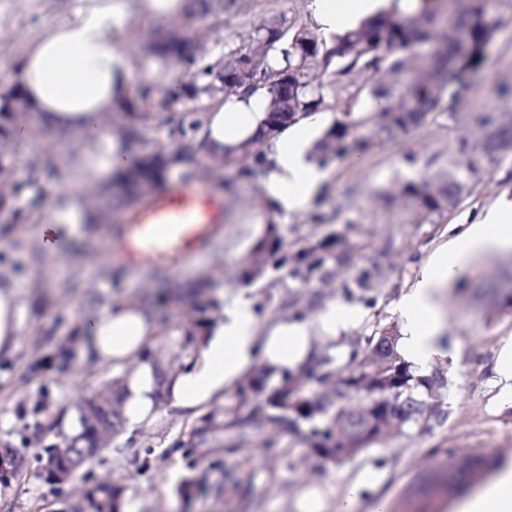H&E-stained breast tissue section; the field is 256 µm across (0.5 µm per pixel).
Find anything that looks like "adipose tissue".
Here are the masks:
<instances>
[{
  "mask_svg": "<svg viewBox=\"0 0 512 512\" xmlns=\"http://www.w3.org/2000/svg\"><path fill=\"white\" fill-rule=\"evenodd\" d=\"M384 0H311L315 24L326 33L356 27L360 19L383 8ZM129 0H77L71 14L32 38L17 61L19 96L55 131L77 133L83 145L81 162L90 180L120 172L130 155L108 142L102 124L105 112L123 98L131 73L129 57L117 36L123 33ZM266 94L256 90L212 102L196 139L218 156L235 153L256 136L265 118ZM321 116L287 127L273 140V167L261 187L282 218L306 212L327 178L311 156ZM512 248V212L489 210L483 219L465 225L442 244L422 268L419 280L398 301L404 322L402 355L426 368L441 352L443 321L439 291L478 253ZM354 312L326 305L315 322L283 320L259 329L245 303L224 310L186 360L182 371L159 377L144 350L156 331L154 314L131 299L84 318L79 355L112 364L120 372L123 416L128 431L152 424L155 393L164 388L168 401L183 415L198 417L224 386L259 360L278 368H293L315 351L314 336L335 335L354 324ZM19 296L11 279L0 280V355L13 353L22 331ZM465 512H512V471L466 501Z\"/></svg>",
  "mask_w": 512,
  "mask_h": 512,
  "instance_id": "1",
  "label": "adipose tissue"
}]
</instances>
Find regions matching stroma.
Here are the masks:
<instances>
[{
	"mask_svg": "<svg viewBox=\"0 0 512 512\" xmlns=\"http://www.w3.org/2000/svg\"><path fill=\"white\" fill-rule=\"evenodd\" d=\"M75 5L76 0H0V85L17 84L15 64L25 41L68 16ZM494 12L508 23L488 48L469 90L455 102L458 112H512V0H495ZM294 16L309 18V0H235L204 19L183 14L157 18L136 8L120 44L131 59L135 82L150 75L161 80L170 65L151 52L159 35L174 30L205 36L211 56L219 58L258 25ZM30 123L40 130L50 171L18 196L15 206L47 217L65 201L69 173L80 163V142L74 137L68 145H59L58 134L40 129L38 115H31ZM469 138L467 123L435 111L419 129L370 155L355 162L340 157L331 163L316 202L323 211L336 207L340 214L335 223L326 225V232L343 235L350 244L366 242L367 250L355 252L354 264L378 266L388 275L372 286L374 306H359L361 319L353 332L398 321L394 303L419 278L435 249L447 241L449 225L470 223L490 208L512 204V180L506 177L512 170V154L498 159L476 154L478 176L443 223H404L398 204L384 198V191L398 180L421 171L446 170L457 158L461 142ZM223 203L222 234L172 269L133 266L111 257L114 227L128 214L122 207L113 209L103 223L77 221L52 253L42 249L38 225L21 224L13 235L0 234V271L16 283L24 309L18 349L0 358V444H10L25 455L22 473L10 482L11 496L0 498V512H62L80 503L85 488L105 480L123 487L127 512H300L303 496L312 490L321 495V512H402L409 485L433 466L431 449L470 453L490 449L512 470V403L500 401L496 371L503 345L512 340V315L486 318L487 301L454 293L448 285L440 294L446 353L433 363L448 370L451 384L444 399V420L428 429L383 439L339 466L305 457L301 444L287 434L280 437L282 452L277 456L248 438L240 440L237 452L217 466L208 449L178 447V439L193 422L164 403L156 409L154 426L112 437L70 482L44 483L39 477L41 457L55 439L38 432L35 420L61 411L75 415L81 400L118 377L110 365L80 356L68 370L51 369L57 341L69 336L83 316L111 306L114 300L135 299L202 275L212 278L225 305L264 304L265 313L256 318L263 328L293 319V308L285 304L292 294L306 306L317 295L322 304L349 309L340 289L316 281L300 286L285 279L272 288L262 281L238 285L239 264L263 234L266 214L251 192L224 197ZM73 272L79 273L80 286L69 292L61 283ZM167 309V327L155 334L152 348L177 369L188 305L177 299L169 301ZM316 315L307 306L306 318ZM36 363L41 371H33ZM191 475L204 476L205 489L186 503L179 488ZM356 483L361 490L350 507L346 494Z\"/></svg>",
	"mask_w": 512,
	"mask_h": 512,
	"instance_id": "1",
	"label": "stroma"
}]
</instances>
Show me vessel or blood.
Listing matches in <instances>:
<instances>
[{"label": "vessel or blood", "mask_w": 512, "mask_h": 512, "mask_svg": "<svg viewBox=\"0 0 512 512\" xmlns=\"http://www.w3.org/2000/svg\"><path fill=\"white\" fill-rule=\"evenodd\" d=\"M224 205L217 194L177 187L149 200L112 241L124 261L157 266L183 259L218 234Z\"/></svg>", "instance_id": "b4317fda"}]
</instances>
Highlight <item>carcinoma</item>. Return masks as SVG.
Listing matches in <instances>:
<instances>
[{
    "label": "carcinoma",
    "instance_id": "carcinoma-1",
    "mask_svg": "<svg viewBox=\"0 0 512 512\" xmlns=\"http://www.w3.org/2000/svg\"><path fill=\"white\" fill-rule=\"evenodd\" d=\"M413 8L398 6L381 10L363 19L351 30L324 39L312 24L292 18L288 22L265 24L254 30L250 43L224 54V57L198 67L203 58L193 43L169 35L156 43V55L183 63L190 80L178 90L147 84L135 99L117 103L127 119L126 135L139 142L144 153L129 170L115 176L111 198L131 208L143 201L139 187L159 185L167 179L172 161L190 165L184 178L195 180L200 172L215 178L226 189L251 191L267 173V141L285 127L334 108L339 117L324 130L313 147L316 161L328 165L349 147L366 154L421 126L427 116L443 106L448 87L467 89L466 75L478 70L485 47L501 27L499 20L484 16L483 7L472 9L448 24L444 0H410ZM320 67L333 69L337 85L334 103L326 101L323 85L313 84L311 72ZM263 88L267 107L262 133L244 141L237 154L211 159L205 143L188 135L202 124L203 110L197 103L214 102L231 94ZM187 101L179 119L167 112L174 98ZM11 102L0 98V141L8 143L13 128L27 123L26 113L10 112ZM170 127L186 141L181 153L170 157L152 150L150 133ZM473 148L483 153L512 150V122L501 124L492 116L474 122ZM233 167L230 183L219 180L222 167ZM476 173L474 159L468 157L455 168L435 176L424 173L401 183L397 201L409 214L410 224H440L468 190ZM326 217L317 212L307 227L288 240L282 225L269 218L265 233L251 245L241 262L237 282L250 286L284 270L294 282H329L346 270L351 250L364 248L341 243L334 233H323ZM385 279L380 269L357 267L343 285L349 301L369 303L366 296L371 282ZM201 280L190 286L186 298L193 313L182 330L183 349L193 348L204 335L220 299ZM512 314V288L495 289L487 308L490 318L503 312ZM400 331L396 324H375L365 340L351 343L345 362L328 352L315 353L305 367L295 373L279 374L258 367L248 373L227 401L197 419L196 425L178 440L186 448H212L214 434L248 427L265 448H276L284 432L302 443L311 457L330 464H341L379 442V432L390 426L405 434L429 427L444 415L443 398L450 378L441 367L421 371L398 351ZM78 342L72 335L56 344L55 359L66 363ZM121 387H110L84 400L79 406L80 434L69 438L55 432L59 443L45 450L46 456H60L75 471L90 455L88 431L98 426L118 433L123 428ZM449 451H433L438 470L421 480L417 494L426 497L448 495L456 476L475 483L487 470L495 471L503 460L495 452L463 454L448 465ZM124 488L116 483L99 482L89 487L83 504L74 512H122Z\"/></svg>",
    "mask_w": 512,
    "mask_h": 512
}]
</instances>
